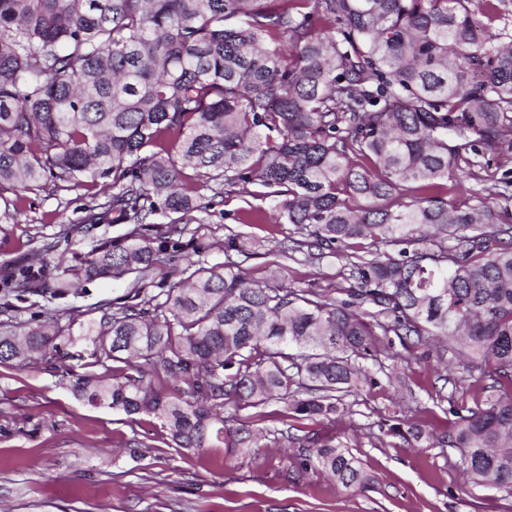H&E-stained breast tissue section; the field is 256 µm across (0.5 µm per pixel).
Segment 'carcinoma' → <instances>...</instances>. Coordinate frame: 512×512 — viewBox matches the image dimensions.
Listing matches in <instances>:
<instances>
[{
	"instance_id": "carcinoma-1",
	"label": "carcinoma",
	"mask_w": 512,
	"mask_h": 512,
	"mask_svg": "<svg viewBox=\"0 0 512 512\" xmlns=\"http://www.w3.org/2000/svg\"><path fill=\"white\" fill-rule=\"evenodd\" d=\"M511 12L512 0H0V199L17 213L50 184L101 185L112 194L89 223L133 225L69 267L79 281L135 275L84 326L125 371L76 378L78 395L157 420L181 448H258L246 425L226 426V404L236 419L270 402L330 419L368 383L358 359L381 337L436 340L461 357L453 385L485 394L453 410L456 468L512 488V171L494 181L497 210L443 197L512 154V30L495 25ZM249 184L301 235L294 249L359 241L347 298L190 258L148 294L168 245L144 225L164 215L180 233ZM71 287L19 266L0 304L10 320L28 296ZM68 329L33 319L1 332L0 364L70 357ZM160 372L183 395L155 389ZM387 433L421 435L404 420ZM312 444L305 466L346 490L371 483L349 449Z\"/></svg>"
}]
</instances>
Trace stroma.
<instances>
[{
  "label": "stroma",
  "instance_id": "stroma-1",
  "mask_svg": "<svg viewBox=\"0 0 512 512\" xmlns=\"http://www.w3.org/2000/svg\"><path fill=\"white\" fill-rule=\"evenodd\" d=\"M90 191L62 183L27 195L18 218L0 215V277L18 264L62 277L74 253L114 241L125 224L85 223ZM245 199L231 195L200 223L186 224L175 248L213 266L231 259L254 278L291 288L345 286L342 256L277 257L290 224H238L230 214ZM236 235L238 251L228 252ZM130 278L81 282L77 293L22 303L17 321L59 313L70 324L82 359L23 368L0 364V512H512V489L463 483L457 449L444 437L453 408L474 406L475 392L448 382L444 360L430 347L393 340L363 361L371 385L339 401L333 420L291 417L284 403L251 409L249 427L263 432L260 449L180 448L154 420L83 400L73 384L101 375L80 324L100 319L102 302L116 303ZM399 420L417 424L425 447L387 434ZM346 448L371 476L365 491H350L321 471L304 468L306 440ZM138 447H129L130 439Z\"/></svg>",
  "mask_w": 512,
  "mask_h": 512
}]
</instances>
